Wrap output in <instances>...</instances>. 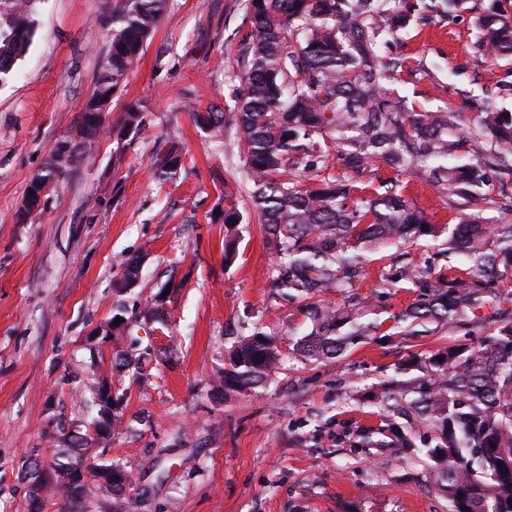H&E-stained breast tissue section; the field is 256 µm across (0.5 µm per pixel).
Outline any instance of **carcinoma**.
I'll return each instance as SVG.
<instances>
[{
    "mask_svg": "<svg viewBox=\"0 0 512 512\" xmlns=\"http://www.w3.org/2000/svg\"><path fill=\"white\" fill-rule=\"evenodd\" d=\"M36 0H0V84L12 76L35 32ZM168 0H105L98 22L109 34V48L91 94L83 103L75 128L60 137L27 186L30 200L46 186L56 189L73 172L80 155L95 149L108 128L105 116L129 71L152 36ZM453 11L462 0H249L242 38L247 64L235 112L214 108L192 112L196 125L224 139V126L234 131L254 184V202L267 237L279 258L272 287L300 295L320 293L358 277L360 250L388 241L428 235L434 225L400 195L351 201L349 182L320 180L300 187L290 172L313 167V153L327 140L348 147L350 163L361 170L376 159L395 166L428 168L448 184L451 194L473 195L484 183L482 159L467 166L445 164L462 149L460 112L448 106L432 112H410L386 84L403 61L379 55L377 40L423 19L438 7ZM512 0H489L474 26L477 50L496 59H512ZM148 112L129 105L119 135H138L149 127ZM473 123L491 137L493 151L512 157V116L505 117L487 99ZM185 171V155L174 150L155 168L164 183ZM225 207L218 218L226 230L224 266L238 255L234 230L242 216L234 191L224 188ZM449 249L465 253L476 278L448 276V289H431L405 313L411 322H454L486 305L512 300L500 279V265H512V224L489 227L476 221L460 225ZM114 282L112 318H125L122 296L138 278V262L120 261ZM315 329L303 353L335 358L348 341L364 336L371 325L346 308H317ZM350 326L345 334L340 329ZM275 338L256 329L231 351L217 378L226 390L256 389L282 364ZM419 384L404 386L402 396L438 435L427 450L434 463L437 489L449 512H512V325L488 343L467 351L450 348L425 363ZM495 447H490V443ZM73 507H83L86 483L61 485ZM468 510H462V507Z\"/></svg>",
    "mask_w": 512,
    "mask_h": 512,
    "instance_id": "1",
    "label": "carcinoma"
}]
</instances>
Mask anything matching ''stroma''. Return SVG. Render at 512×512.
I'll use <instances>...</instances> for the list:
<instances>
[{"label":"stroma","mask_w":512,"mask_h":512,"mask_svg":"<svg viewBox=\"0 0 512 512\" xmlns=\"http://www.w3.org/2000/svg\"><path fill=\"white\" fill-rule=\"evenodd\" d=\"M435 13L431 22L382 35L379 47L404 60L391 87L408 107L450 105L472 121L485 95L512 113L502 85L511 64L472 51V9ZM248 0H170L143 54L114 98L117 125L126 107L143 103L152 127L139 136L104 135L40 215L20 222L28 182L55 142L78 121L109 42L98 17L104 0H38L35 34L12 78L0 86V512H30L34 475L53 472L57 449L86 436L95 415L88 387L95 370L110 371L116 352L132 367L112 374L123 395L111 443L93 463L126 471L124 495L89 485L90 512H448L434 488L426 448L434 432L414 411L380 400L384 387L422 381L424 360L449 346L472 349L512 325V302L494 317L428 322L407 335L402 315L447 273L472 270L449 250L456 224H512V173L490 155L487 136L473 135L454 162L485 155L481 198L450 194L430 172L388 161L352 170L331 150L319 178L350 179L358 196L402 194L434 235L364 251L354 287L319 295L322 305L361 302L369 335L341 356L315 360L296 343L313 327L304 299L272 288L278 256L264 238L232 133L210 138L188 112L195 106L233 111L244 68L241 39ZM182 148L186 171L158 182L153 164ZM239 184L238 256L224 265L225 184ZM140 265L128 291V335L91 342L112 317L118 263ZM413 265L423 282L397 281ZM169 287V328L140 321L147 300ZM277 336L283 366L264 387L218 389L228 350L254 328Z\"/></svg>","instance_id":"1"}]
</instances>
